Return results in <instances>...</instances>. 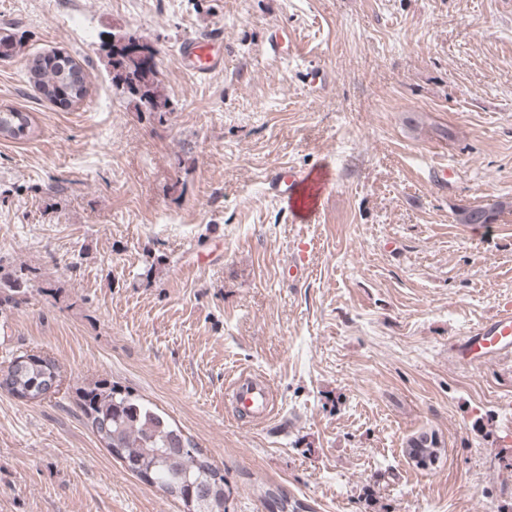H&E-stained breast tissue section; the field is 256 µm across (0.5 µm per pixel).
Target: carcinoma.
<instances>
[{
  "instance_id": "obj_1",
  "label": "carcinoma",
  "mask_w": 512,
  "mask_h": 512,
  "mask_svg": "<svg viewBox=\"0 0 512 512\" xmlns=\"http://www.w3.org/2000/svg\"><path fill=\"white\" fill-rule=\"evenodd\" d=\"M143 52H149V48L132 42L112 44L110 56L112 69L116 70L112 80L138 95L146 111L154 113L164 103L160 101L156 72L141 57ZM28 70L45 98L58 96L57 71L46 64V59H33ZM0 129L5 139H27L34 133L33 117L27 112L1 110ZM496 214L493 208L466 207L458 211V218L462 224H491ZM59 376L60 366L55 359L25 352L12 358L0 374V390L12 394L31 382ZM76 396L100 442L122 458L132 472L180 500L187 512H227L224 475L179 428L129 389L99 379L76 388ZM405 453L416 465L426 467L441 453L440 441L433 431L421 432L407 441ZM261 496L269 512H307L306 505L278 488L267 487Z\"/></svg>"
}]
</instances>
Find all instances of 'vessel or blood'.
<instances>
[{
	"label": "vessel or blood",
	"instance_id": "b4317fda",
	"mask_svg": "<svg viewBox=\"0 0 512 512\" xmlns=\"http://www.w3.org/2000/svg\"><path fill=\"white\" fill-rule=\"evenodd\" d=\"M222 43V38L217 36L185 41L179 51L182 68L203 80L223 70L224 55L219 50ZM307 181V174L290 167L277 168L266 178L269 191L291 205L298 200ZM452 348L457 352L459 362L469 365L512 356V307H505L472 328L454 342ZM231 389L239 408L257 418L268 417L275 407L269 382L247 383L239 377L232 381Z\"/></svg>",
	"mask_w": 512,
	"mask_h": 512
}]
</instances>
